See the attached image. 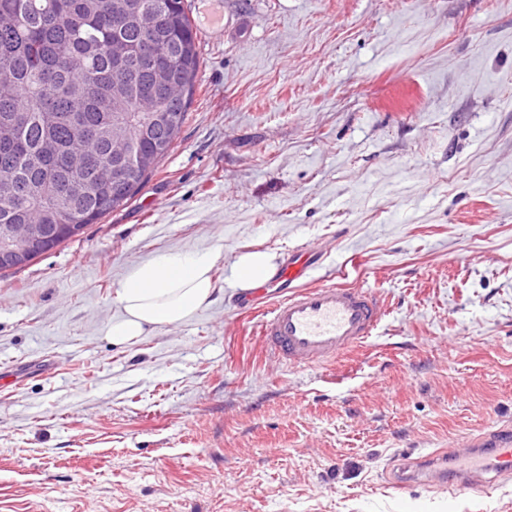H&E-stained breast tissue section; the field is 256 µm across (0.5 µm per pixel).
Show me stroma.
Masks as SVG:
<instances>
[{
    "mask_svg": "<svg viewBox=\"0 0 512 512\" xmlns=\"http://www.w3.org/2000/svg\"><path fill=\"white\" fill-rule=\"evenodd\" d=\"M202 65L125 206L0 277V512H512L393 468L512 429V0H186ZM376 293L361 348L275 363L237 258ZM160 253L218 290L125 344ZM318 259L317 252L302 248L276 270L274 256L270 253L254 252L240 256L232 268V279L239 288H251L255 283L269 279L276 270L269 281L247 293L241 303L255 309L258 304L265 303L267 289L288 288V285L303 281L316 267Z\"/></svg>",
    "mask_w": 512,
    "mask_h": 512,
    "instance_id": "stroma-1",
    "label": "stroma"
}]
</instances>
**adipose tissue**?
I'll list each match as a JSON object with an SVG mask.
<instances>
[{"mask_svg": "<svg viewBox=\"0 0 512 512\" xmlns=\"http://www.w3.org/2000/svg\"><path fill=\"white\" fill-rule=\"evenodd\" d=\"M210 255L161 254L138 265L121 283L117 301L123 313L109 325L113 342L127 343L159 325L173 326L189 319L216 292ZM276 270L267 252L242 255L232 279L242 289L269 279Z\"/></svg>", "mask_w": 512, "mask_h": 512, "instance_id": "obj_1", "label": "adipose tissue"}]
</instances>
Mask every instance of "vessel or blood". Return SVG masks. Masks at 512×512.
I'll return each instance as SVG.
<instances>
[{
	"instance_id": "b4317fda",
	"label": "vessel or blood",
	"mask_w": 512,
	"mask_h": 512,
	"mask_svg": "<svg viewBox=\"0 0 512 512\" xmlns=\"http://www.w3.org/2000/svg\"><path fill=\"white\" fill-rule=\"evenodd\" d=\"M317 252L304 248L282 264L264 285L247 293L243 305L265 304L260 335L273 359L291 365L322 366L373 336L384 316L380 298L360 287L334 284L308 286L304 280L315 268ZM290 287V294L267 301L270 288ZM512 477V432L493 442L469 444L465 452L431 455L416 465L403 464L393 483L475 489Z\"/></svg>"
}]
</instances>
